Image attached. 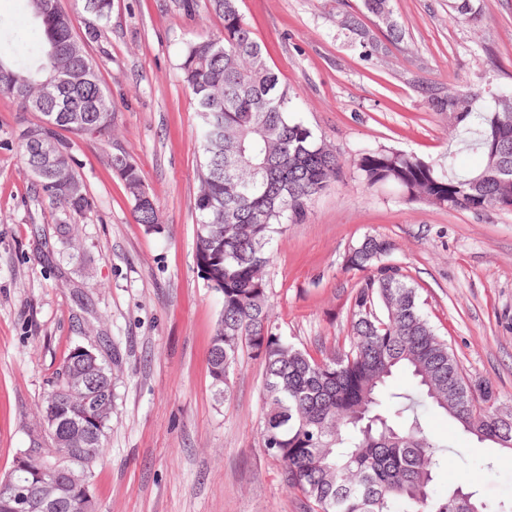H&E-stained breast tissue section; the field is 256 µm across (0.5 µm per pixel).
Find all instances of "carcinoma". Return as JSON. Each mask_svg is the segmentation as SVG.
I'll return each instance as SVG.
<instances>
[{"label":"carcinoma","instance_id":"carcinoma-1","mask_svg":"<svg viewBox=\"0 0 512 512\" xmlns=\"http://www.w3.org/2000/svg\"><path fill=\"white\" fill-rule=\"evenodd\" d=\"M37 39L26 54L0 56V96L17 100L45 117L20 133L21 159L33 173L39 197L60 212L56 224L62 256L78 259L80 245L69 224L93 208L74 167L68 131L112 137L115 107L89 56L112 16V0H82L93 24L77 33L61 0H24ZM223 19L218 35L185 43L181 70L196 102L200 123L196 173L195 262L224 308L208 350V369L217 402L228 399L243 350L263 360L260 438L279 463L282 486L306 500L309 512H512V500L489 501L470 486L445 496L434 491L435 476L453 458L427 429L425 414L451 418L479 443L512 451V412L499 403L488 382L466 376L448 341L423 310L417 288L403 268L387 263L388 239L367 235L345 257L364 272L349 305L343 343L311 354L277 332L270 316L265 268L271 245L285 224L299 223L313 200L336 179V153L294 116L298 103L270 66L236 0H209ZM393 41L403 30L391 0H363ZM67 75L54 100L39 98L42 83ZM448 113L462 150L475 151L482 166L465 172L459 151L436 167L422 158L386 149H363L357 165L367 185L394 183L410 203L439 208H512V86L502 87L485 110L463 87L434 97ZM112 170L134 202V221L160 230L161 214L145 189L136 163L112 156ZM112 360L70 349L39 407L49 441L27 452L25 470L0 478L30 498L42 492L40 475L69 448H95L88 477L105 457L112 406L95 416L89 405L70 399L69 381L95 383L112 395ZM397 373L410 379L392 390ZM60 512H96L92 486L68 489Z\"/></svg>","mask_w":512,"mask_h":512}]
</instances>
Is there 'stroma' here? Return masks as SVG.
<instances>
[{
    "label": "stroma",
    "mask_w": 512,
    "mask_h": 512,
    "mask_svg": "<svg viewBox=\"0 0 512 512\" xmlns=\"http://www.w3.org/2000/svg\"><path fill=\"white\" fill-rule=\"evenodd\" d=\"M477 20L456 23L448 0H393L405 36L389 41L362 0H239L268 61L301 104L299 117L336 152L335 181L302 223L285 225L265 269L271 316L296 346H333L347 333L360 272L345 257L365 235L392 241L424 308L467 376L512 401V210L472 212L408 202L395 186H367L361 148L405 151L434 164L452 144L432 98L464 86L487 107L512 83V0H471ZM359 15L368 38L346 30ZM207 0H113L88 52L116 107L108 140L70 135L76 171L94 200L73 217L92 277L61 258L59 214L33 192L19 135L37 113L0 96V475L39 421V405L70 348L111 341L112 430L93 478L97 512H304L285 491L259 435L264 366L243 353L232 396L214 397L208 349L222 296L197 272L196 105L179 68L183 44L216 34ZM385 43L382 52L369 42ZM132 158L162 217L146 232L112 169ZM428 429L461 460L436 489L476 484L512 498V453L477 445L447 417Z\"/></svg>",
    "instance_id": "1"
}]
</instances>
